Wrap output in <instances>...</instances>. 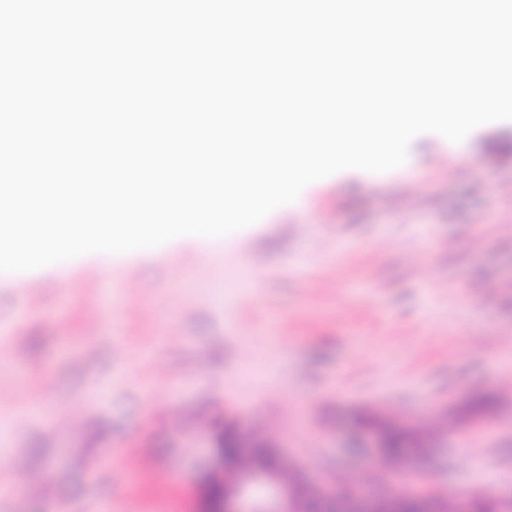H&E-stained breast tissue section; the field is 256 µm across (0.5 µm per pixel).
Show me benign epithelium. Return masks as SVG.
I'll list each match as a JSON object with an SVG mask.
<instances>
[{
  "mask_svg": "<svg viewBox=\"0 0 512 512\" xmlns=\"http://www.w3.org/2000/svg\"><path fill=\"white\" fill-rule=\"evenodd\" d=\"M224 430L237 432L239 464L228 467L221 462L219 468L224 474L232 473L237 487L229 491L225 477L209 480L206 487L219 485L223 495L218 503L208 500L203 512H382L385 497L392 503L409 499L416 505L415 512H444L447 492L438 489L425 488L420 494L408 495L393 483L382 494L379 486L371 481L351 482L343 487L335 480L320 482L302 473L298 474L299 487L293 489L278 479L286 466L280 450L265 440L258 441L238 432L233 423L224 424ZM371 437L374 462L393 471L410 466L415 476H421L423 459H403L386 464L380 439L374 433Z\"/></svg>",
  "mask_w": 512,
  "mask_h": 512,
  "instance_id": "obj_1",
  "label": "benign epithelium"
}]
</instances>
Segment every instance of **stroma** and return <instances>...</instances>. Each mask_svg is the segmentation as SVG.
<instances>
[{
  "label": "stroma",
  "mask_w": 512,
  "mask_h": 512,
  "mask_svg": "<svg viewBox=\"0 0 512 512\" xmlns=\"http://www.w3.org/2000/svg\"><path fill=\"white\" fill-rule=\"evenodd\" d=\"M506 140L512 121L456 147L427 133L396 170L312 183L298 204L216 240L178 288L169 252L142 254L133 289L105 275L92 318L80 266L64 288L45 267L34 298L0 275V410L17 415L0 433L10 512H195L231 417L309 473L387 483L353 449L354 417L371 407L418 426L477 392L502 393L500 409L435 440L430 477L450 494L512 496ZM411 191L421 207L404 221L387 203ZM318 210L332 223H316Z\"/></svg>",
  "instance_id": "35a3bbf8"
}]
</instances>
